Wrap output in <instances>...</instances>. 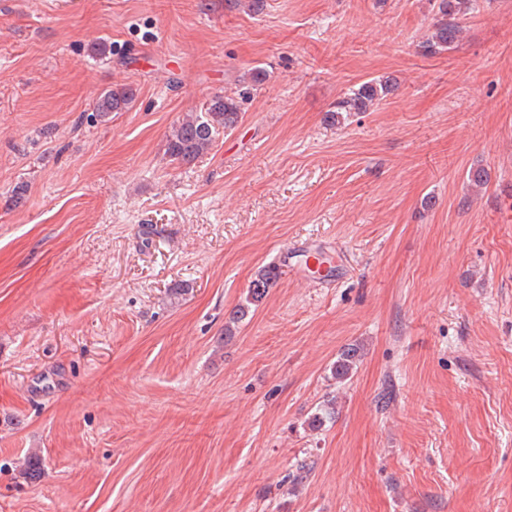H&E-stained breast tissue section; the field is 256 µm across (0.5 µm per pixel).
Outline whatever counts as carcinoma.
Masks as SVG:
<instances>
[{"label": "carcinoma", "mask_w": 512, "mask_h": 512, "mask_svg": "<svg viewBox=\"0 0 512 512\" xmlns=\"http://www.w3.org/2000/svg\"><path fill=\"white\" fill-rule=\"evenodd\" d=\"M477 0H433L436 21L430 38L420 45L426 55L450 50L463 34V23L472 14ZM394 84L388 77L363 82L336 102L331 111V119L339 120L344 112H368L376 108L393 90ZM136 89L130 85H117L104 91L95 103V118L107 122L114 112L129 110L135 101ZM242 101L233 96L217 93L205 104L202 112H187L171 126L166 136L164 155L173 163L191 164L212 150L220 134L233 130L242 119ZM274 267H263L252 281L246 304L239 306L235 314L225 324V331L233 332L249 311L250 306H258L276 283ZM357 348L345 349L336 361L334 375L342 383L350 378L356 367Z\"/></svg>", "instance_id": "obj_1"}]
</instances>
